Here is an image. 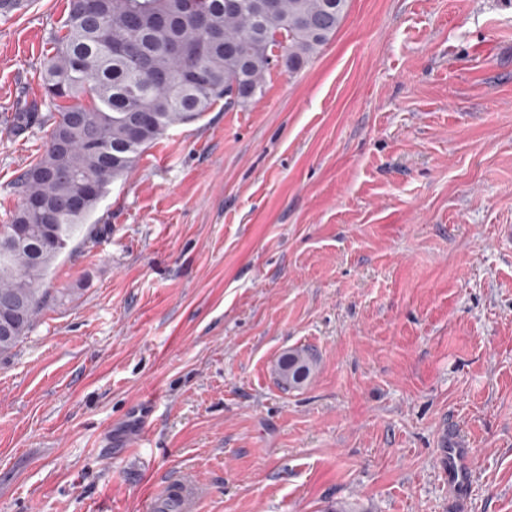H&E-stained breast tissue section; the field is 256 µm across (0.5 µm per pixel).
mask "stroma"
I'll list each match as a JSON object with an SVG mask.
<instances>
[{
  "instance_id": "obj_1",
  "label": "stroma",
  "mask_w": 512,
  "mask_h": 512,
  "mask_svg": "<svg viewBox=\"0 0 512 512\" xmlns=\"http://www.w3.org/2000/svg\"><path fill=\"white\" fill-rule=\"evenodd\" d=\"M66 0L0 16V224ZM39 122L9 131L13 113ZM0 355V512H512V0H350L305 67L176 125ZM317 356L297 389L291 349ZM315 365V355L308 349L288 351L279 361L278 382L282 389H294L310 377ZM441 468L448 475V493L461 509L465 508L475 479L469 450L445 448ZM168 498L177 502L181 508L186 512L193 511L194 489L185 481H174L168 484L167 493Z\"/></svg>"
}]
</instances>
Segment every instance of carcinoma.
<instances>
[{
	"label": "carcinoma",
	"mask_w": 512,
	"mask_h": 512,
	"mask_svg": "<svg viewBox=\"0 0 512 512\" xmlns=\"http://www.w3.org/2000/svg\"><path fill=\"white\" fill-rule=\"evenodd\" d=\"M67 0L42 73L56 116L43 153L17 182L22 203L0 224V307H16L10 353L54 299L46 280L56 260L89 234L87 221L109 186L171 127L195 121L218 100L243 106L275 62L309 63L336 35L349 0ZM37 120L17 112L19 134ZM62 170V177L43 173ZM93 182L96 192L83 193ZM43 202L31 210L27 201ZM315 355L288 351L278 382L294 389Z\"/></svg>",
	"instance_id": "carcinoma-1"
}]
</instances>
